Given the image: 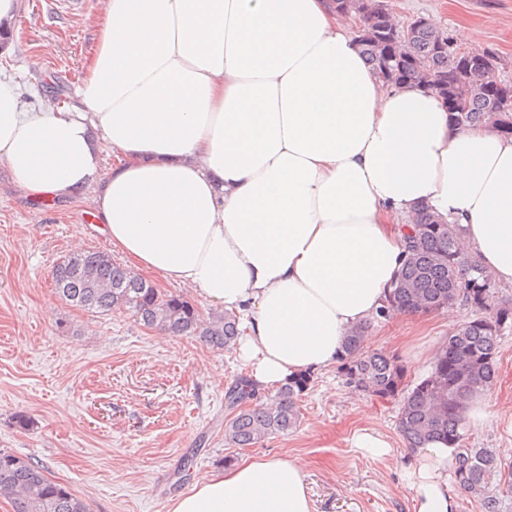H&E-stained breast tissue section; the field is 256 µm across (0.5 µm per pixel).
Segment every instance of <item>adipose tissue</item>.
<instances>
[{
	"label": "adipose tissue",
	"mask_w": 512,
	"mask_h": 512,
	"mask_svg": "<svg viewBox=\"0 0 512 512\" xmlns=\"http://www.w3.org/2000/svg\"><path fill=\"white\" fill-rule=\"evenodd\" d=\"M89 21L74 108L0 75V163L23 198L92 190L132 267L235 312L257 385L335 362L381 308L419 206L512 287V137L454 128L427 86L380 80L332 0H104ZM454 464L441 442L417 449L414 512H454ZM171 512L312 502L301 466L262 456Z\"/></svg>",
	"instance_id": "obj_1"
}]
</instances>
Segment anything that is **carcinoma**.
<instances>
[{"mask_svg":"<svg viewBox=\"0 0 512 512\" xmlns=\"http://www.w3.org/2000/svg\"><path fill=\"white\" fill-rule=\"evenodd\" d=\"M349 9L364 21L359 38L367 61L386 81H423L438 95L442 87L456 91L466 102L462 111H449L453 125L489 126L512 137V82L496 76V58L482 53L485 64L469 67L465 53L448 36L425 24L413 31L404 49H391L397 22L385 0H347ZM462 233L426 207L419 209L408 235V257L390 286L385 317L394 312L427 314L458 301L472 309V317L444 341L429 375L412 387L404 386V368L378 352L362 351L368 326L352 329L339 357L347 384L379 398H401L398 430L407 447L418 448L436 439L455 449L453 472L458 489L480 501L483 512H503L502 497H512V472L505 473L486 448L464 444L468 401L490 386L495 375L499 340L512 327V306L490 300L492 275L474 257L457 250ZM62 300L94 313L123 310L144 327L167 334L197 336L217 350L231 349L241 334L237 316L226 310L200 314L188 300L161 293L149 281L114 262L101 250L76 251L52 271ZM311 384V374L289 379L268 402H255L257 386L239 377L225 393L229 418L224 439L249 448L296 426L298 400ZM0 495L12 512H88V505L65 486L50 480L39 464L0 450Z\"/></svg>","mask_w":512,"mask_h":512,"instance_id":"obj_1","label":"carcinoma"}]
</instances>
